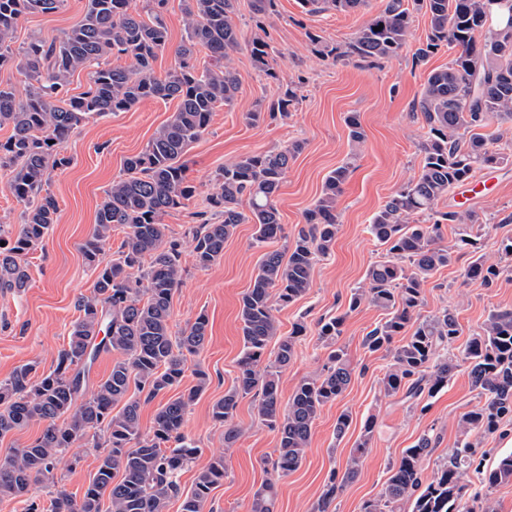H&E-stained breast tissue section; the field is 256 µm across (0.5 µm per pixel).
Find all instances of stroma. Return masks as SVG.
Wrapping results in <instances>:
<instances>
[{"label":"stroma","instance_id":"1","mask_svg":"<svg viewBox=\"0 0 512 512\" xmlns=\"http://www.w3.org/2000/svg\"><path fill=\"white\" fill-rule=\"evenodd\" d=\"M84 6L85 0H65L56 12L28 15L12 36L13 48L26 46L34 37L48 42L58 39L80 20ZM382 7L383 0H365L354 12L311 15L304 12L300 0H276L274 12L264 20L267 40L275 67L299 88L298 105L288 119L247 124L245 114L255 102L277 97L280 88L255 68L248 48L235 53L232 66L242 90L234 103L214 112L207 131L187 154V176L196 190L188 207L163 218L174 236H183L190 226L201 223L219 167L245 154L297 142L301 149L289 164L278 197L284 229L294 233L318 198L326 175L349 155L345 118L358 115L366 142L339 201L336 242L315 265L309 292L276 312L281 334H288L300 321L307 327L293 361L279 374L281 400H288L299 381L319 372L326 362L328 351L317 335V323L324 316L346 313L339 343L355 373L343 396L322 408L300 467L279 480L275 512H313L331 471H344L369 418L374 419L376 432L362 458L360 474L332 503L331 512H361L363 502L382 490L390 464L428 429L437 434L438 444L422 459L420 468L423 479L431 480L460 437L461 416L477 402L463 367L446 387L423 398L418 406L398 396H383L379 381L388 360L367 352L363 338L383 322L385 313L366 303L354 312L345 310L351 290L381 256V247L368 232L372 215L418 167V146L426 130L416 103L426 76L447 67L457 54L455 46H444L426 61L416 62L415 53L428 29V18L421 12L413 15V36L406 47L380 64L335 62L315 53L311 35L344 45ZM176 109V101L147 99L129 111L91 119L71 135L64 149L69 165L54 171L44 186L57 200L59 214L43 243L27 255L29 286L18 294L0 291V381L29 362L41 373L53 368L79 315L77 299L93 292L95 275L80 246L94 229L97 210L125 159L141 151ZM486 174L493 177L494 188L468 210L489 222L482 252L492 261L500 241L512 237V162L487 173L475 172L479 178ZM254 231V225H239L225 242L223 257L206 269L197 266L190 252H183L182 284L173 299L174 329L185 328L201 314L208 319V343L196 361L210 383L191 406L184 425L185 434L201 453L181 475L183 488H191L200 468L213 455H223L224 479L213 489L205 512H250L253 494L267 477L265 462L278 446L276 431L257 419L255 396L241 399L233 414V424L244 434L232 447H225L224 426L211 413L213 403L238 375L241 298L254 279L261 254L254 244ZM471 260L470 253L458 252L450 266L434 274L425 286L420 309L424 317L445 306L456 310L460 334L448 345L454 354L463 349L490 310L512 309V273L490 288L468 282L463 273ZM344 412L350 413L352 422L340 438L335 434L336 420ZM98 456V449L89 445L59 455L53 481L34 485L30 498L45 506L59 489L82 497Z\"/></svg>","mask_w":512,"mask_h":512}]
</instances>
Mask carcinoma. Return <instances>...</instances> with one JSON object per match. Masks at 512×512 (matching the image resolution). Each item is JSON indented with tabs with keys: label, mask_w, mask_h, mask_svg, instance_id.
<instances>
[{
	"label": "carcinoma",
	"mask_w": 512,
	"mask_h": 512,
	"mask_svg": "<svg viewBox=\"0 0 512 512\" xmlns=\"http://www.w3.org/2000/svg\"><path fill=\"white\" fill-rule=\"evenodd\" d=\"M65 0H0V69L14 66L28 81L18 99L0 87V127L11 135L0 141V178L25 204L22 224L7 247L0 246V289L20 292L30 281L25 256L42 243L57 222L56 199L41 195L54 170L70 163L61 149L86 120L124 112L149 98L175 99L177 109L137 154L127 157L123 175L100 204L93 233L82 254L96 274L93 294L77 301L80 316L58 354L56 367L37 374L24 364L0 382V438L33 421L45 424L41 435L0 463V498L24 499L25 512H40L26 498L31 486L49 479L56 458L89 438L101 449L99 464L83 497L63 490L50 498L48 512H166L170 501L182 500V512H204L211 491L224 480V457L199 470L190 490L182 488V470L200 453L185 435L186 414L208 385L207 373L190 368V357L203 351L208 319L199 315L172 334L173 297L182 283V243L170 236L162 217L186 207L195 194L187 179L184 156L207 131L213 112L232 104L241 85L232 67L240 47L235 23L237 0H184L187 25L175 48V66L161 79L154 64L170 37L163 10L167 0H86V11L59 41L31 40L14 49L11 38L24 17L59 10ZM363 0H302L310 14L357 10ZM275 0H253L258 33L248 41L254 65L282 88L271 100H259L246 113L256 125L266 119H286L299 100L296 86L271 63L262 17ZM428 15L429 26L420 60L441 46L453 44L458 55L445 68L431 70L424 82L420 114L426 128L418 146L416 174L391 194L374 213L368 230L383 247V259L367 270L352 292L348 311L362 302L387 311L385 322L371 330L363 345L389 358L380 379L384 394L404 393L409 399L432 395L448 385L465 364L478 402L459 421L462 439L448 452L436 476L423 483L419 461L434 451L436 436L422 433L389 467L379 496L366 501L361 512H396L402 502L411 512H497L488 495L470 493L464 470L478 453L472 436L497 434L512 420V310H494L473 334L461 355H442L439 348L460 333L455 310L444 308L432 317L420 315L428 280L447 267L457 251L473 261L467 281L491 287L512 264V237L501 241L505 265L489 264L481 246L484 228L472 213L438 212L437 202L481 168L509 160L481 130L492 123L512 131V0H384L383 9L354 35L347 50L312 37L321 55L334 61L356 58L369 66L397 56L412 37V11ZM496 28L485 31L489 17ZM381 30H375V27ZM208 50L210 65L198 69V48ZM131 60L111 66V56ZM90 70L87 89L68 95L70 76ZM353 155L365 141L358 116H347ZM300 150L293 144L280 150L252 153L224 164L214 176L208 204L215 221L192 230L189 247L196 264L208 268L224 256V242L240 224L256 226L254 243L262 249L253 282L241 299L239 320L242 349L234 385L212 406L213 419L224 424V445L231 447L241 430L231 423L239 399L257 392L260 420L279 435L273 469L286 476L296 471L310 443L322 407L340 398L351 384L354 369L337 346L346 315L318 322V336L330 349L323 372L303 378L282 406L281 369L288 367L295 346L306 332L297 323L288 335L279 331L276 305L305 296L319 258L326 256L339 231L338 203L351 163L330 171L319 197L304 213L302 224L288 239L277 196L290 160ZM458 225L452 246L441 244L443 222ZM127 230L118 257L103 261L112 229ZM271 358H265L270 343ZM117 353L109 376L85 397L92 362L102 353ZM195 384L159 405L153 435L140 430L142 400L151 401L179 386L187 371ZM137 393H130V388ZM145 394V398L138 394ZM376 424H364L361 439L343 473L332 472L316 512H329L339 492L358 474ZM488 488L512 482V453L490 470ZM275 485L269 481L254 493L250 512H274Z\"/></svg>",
	"instance_id": "carcinoma-1"
}]
</instances>
